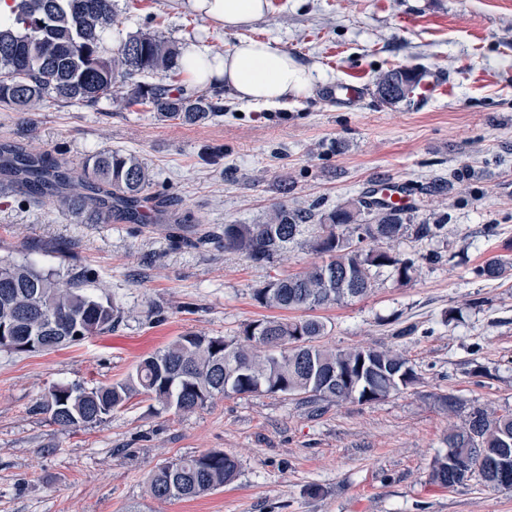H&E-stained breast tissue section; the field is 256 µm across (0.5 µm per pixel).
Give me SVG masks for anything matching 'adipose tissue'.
I'll return each instance as SVG.
<instances>
[{"label":"adipose tissue","instance_id":"adipose-tissue-1","mask_svg":"<svg viewBox=\"0 0 512 512\" xmlns=\"http://www.w3.org/2000/svg\"><path fill=\"white\" fill-rule=\"evenodd\" d=\"M214 27L227 31L249 27L270 11L271 0H178ZM180 63L190 86L224 89L243 104L276 105L307 93L318 73L284 51L242 37L229 51L209 52L198 43L184 44Z\"/></svg>","mask_w":512,"mask_h":512}]
</instances>
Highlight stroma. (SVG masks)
I'll use <instances>...</instances> for the list:
<instances>
[{
	"mask_svg": "<svg viewBox=\"0 0 512 512\" xmlns=\"http://www.w3.org/2000/svg\"><path fill=\"white\" fill-rule=\"evenodd\" d=\"M146 29L213 52L239 36L175 0H116L114 40ZM244 34L315 65L311 94L278 108L226 96L222 117L196 125L108 97L93 108L50 100L26 114L0 111V143L76 171L104 149L136 153L154 192L173 197L172 219L218 229L255 223L282 200L321 213L377 181L407 182L418 222L441 227L435 238L395 243L417 262L413 280L381 274L368 295L317 315L322 344L396 349L420 384L318 416L283 394L217 396L160 416L137 398L97 426L57 429L30 411L49 385L120 380L187 332L235 336L270 314L255 288L317 256L296 247L259 267L219 242L179 248L167 224H89L0 176V254L84 270L124 311L113 331L77 345L0 351V512H512V492L427 477L451 423L436 395L512 413V274H476L491 258L512 259V0H271ZM398 67L438 70L449 95L427 107L381 103L374 80ZM339 82L364 86L365 99L336 106L325 92ZM439 181L447 195L430 194ZM211 449L239 460L233 484L180 501L149 495V471Z\"/></svg>",
	"mask_w": 512,
	"mask_h": 512,
	"instance_id": "35a3bbf8",
	"label": "stroma"
}]
</instances>
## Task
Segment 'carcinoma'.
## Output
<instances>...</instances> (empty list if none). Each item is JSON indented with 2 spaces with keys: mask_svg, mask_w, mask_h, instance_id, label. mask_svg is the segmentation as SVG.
I'll use <instances>...</instances> for the list:
<instances>
[{
  "mask_svg": "<svg viewBox=\"0 0 512 512\" xmlns=\"http://www.w3.org/2000/svg\"><path fill=\"white\" fill-rule=\"evenodd\" d=\"M14 13L12 26L0 28V109L32 112L48 99L96 106L110 93L125 108L147 105L183 124L203 123L223 111L216 92L149 81L158 73L181 71L176 42L138 33L115 49L108 46L114 0H18ZM392 82L412 95V71L379 73L376 94ZM0 171L27 185L34 201L54 198L73 213H88L95 224L114 213L142 223L138 204L153 185L143 160L112 149L90 155L76 178L63 163L4 142ZM412 219L411 209L377 200L368 191L319 216L280 201L259 223L226 224L221 236L205 224H175L169 237L188 249L220 238L224 251L242 253L259 266L274 263L294 244L309 245L320 261L299 275L266 282L253 291V299L262 307L313 311L367 295L383 269L399 283L411 281L414 260L401 257L392 244L408 232L424 240L442 229ZM311 225L314 235L300 240ZM511 266L508 259L495 258L476 274L495 279ZM89 288L81 271H71L63 288L55 270L0 256V349L17 353L15 345L31 340L33 351L50 352L112 331L122 320V308ZM324 335V322L311 316L251 321L232 338L188 332L141 359L121 381L50 385L31 412L70 430L100 424L139 396L151 401L159 416L193 412L216 395L281 393L311 405L369 404L419 382L409 360L393 350L331 349L320 344ZM436 401L461 422L448 427L447 450L432 458L429 481L455 488L476 479L512 491V469L505 474L498 469L503 450L512 448V414L472 405L454 393L439 394ZM238 474L236 458L211 450L158 466L148 487L157 500L192 499L234 482Z\"/></svg>",
  "mask_w": 512,
  "mask_h": 512,
  "instance_id": "1",
  "label": "carcinoma"
}]
</instances>
